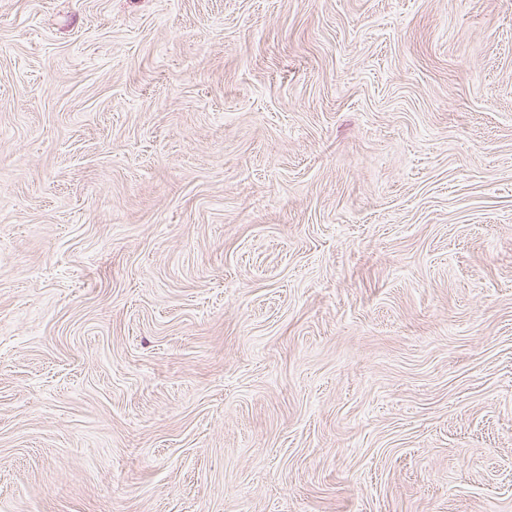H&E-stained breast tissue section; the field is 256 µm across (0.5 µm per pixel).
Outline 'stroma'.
<instances>
[{"mask_svg":"<svg viewBox=\"0 0 512 512\" xmlns=\"http://www.w3.org/2000/svg\"><path fill=\"white\" fill-rule=\"evenodd\" d=\"M0 512H512V0H0Z\"/></svg>","mask_w":512,"mask_h":512,"instance_id":"stroma-1","label":"stroma"}]
</instances>
